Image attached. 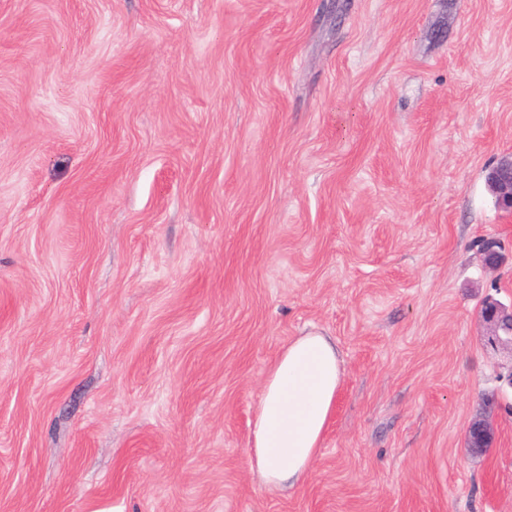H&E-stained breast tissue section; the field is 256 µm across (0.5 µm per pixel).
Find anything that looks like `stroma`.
I'll return each mask as SVG.
<instances>
[{"instance_id": "35a3bbf8", "label": "stroma", "mask_w": 512, "mask_h": 512, "mask_svg": "<svg viewBox=\"0 0 512 512\" xmlns=\"http://www.w3.org/2000/svg\"><path fill=\"white\" fill-rule=\"evenodd\" d=\"M511 153L512 0H0V512H512V414L465 438ZM308 332L343 378L276 490ZM486 184L499 209L512 210V155L487 170ZM339 352L328 336L288 342L269 366L253 411L251 469L267 484L303 481L322 448L342 380ZM490 412L475 417L468 425V447L475 454H482L492 446L495 438Z\"/></svg>"}]
</instances>
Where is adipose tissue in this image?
<instances>
[{
    "label": "adipose tissue",
    "instance_id": "1",
    "mask_svg": "<svg viewBox=\"0 0 512 512\" xmlns=\"http://www.w3.org/2000/svg\"><path fill=\"white\" fill-rule=\"evenodd\" d=\"M342 380L335 343L319 333L288 342L269 366L253 411L251 468L267 484L291 488L319 454Z\"/></svg>",
    "mask_w": 512,
    "mask_h": 512
}]
</instances>
